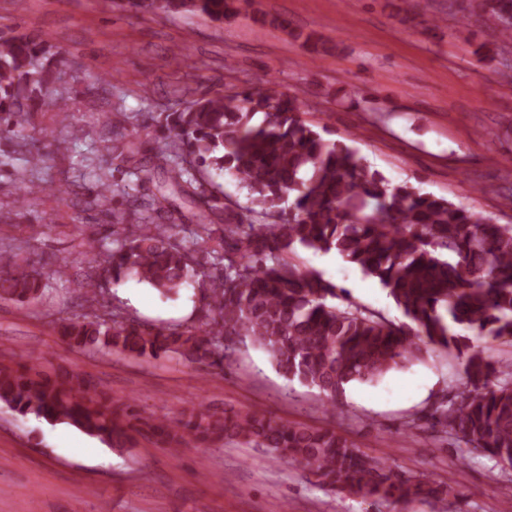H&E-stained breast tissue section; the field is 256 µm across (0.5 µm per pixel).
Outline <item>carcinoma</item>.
Returning <instances> with one entry per match:
<instances>
[{"label": "carcinoma", "mask_w": 512, "mask_h": 512, "mask_svg": "<svg viewBox=\"0 0 512 512\" xmlns=\"http://www.w3.org/2000/svg\"><path fill=\"white\" fill-rule=\"evenodd\" d=\"M224 21L227 0H128ZM502 40L512 41V0H483ZM60 53L37 36L0 37V121L55 108ZM306 103L261 89L205 93L153 117L165 142L147 156L141 142L112 124L111 164L142 183L127 194L138 224L87 240L101 273L76 282L85 305L58 324L81 352L163 354L223 369L231 337L266 351L291 381L315 388L330 405L348 386L372 383L441 348L461 361V382L436 422L466 447L512 466V358L492 360L481 340L512 346V224L407 185L392 186L350 146L325 139L301 118ZM228 172L248 192L256 224H242L204 172ZM336 251L375 278L408 319L396 324L353 303L336 285L303 270L298 251ZM134 278L163 297L198 290L196 320L164 324L103 309L106 285ZM49 273L27 270L11 245L0 248V300L43 296ZM463 327L473 336L456 332ZM0 403L20 416L68 424L110 448L136 427L172 449L185 438L268 448L319 483L374 503L440 499L447 487L397 477L384 457L356 448L332 429L274 419L261 411L199 408L177 426L67 370L0 364Z\"/></svg>", "instance_id": "1"}]
</instances>
